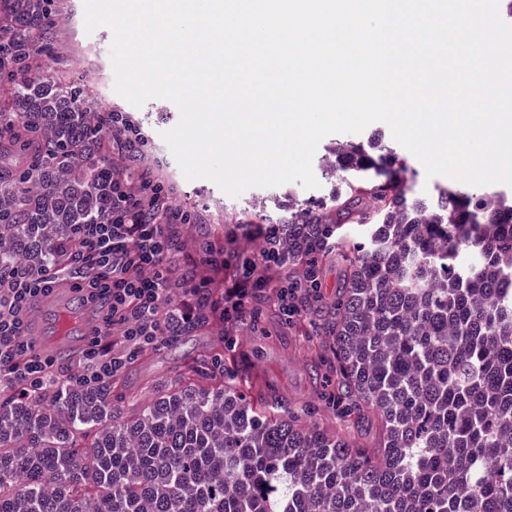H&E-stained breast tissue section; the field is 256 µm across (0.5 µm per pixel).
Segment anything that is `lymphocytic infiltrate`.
<instances>
[{"instance_id": "lymphocytic-infiltrate-1", "label": "lymphocytic infiltrate", "mask_w": 512, "mask_h": 512, "mask_svg": "<svg viewBox=\"0 0 512 512\" xmlns=\"http://www.w3.org/2000/svg\"><path fill=\"white\" fill-rule=\"evenodd\" d=\"M112 206L97 222L82 225L64 249V264L39 269L13 268L0 273V379L28 394L47 381L94 389L111 382L136 356L147 353L179 327L199 328L219 322L226 332L251 314V298L273 291L275 305L287 319H297L301 291L319 290L317 261L304 262L301 275L281 272L277 251L267 249L262 265L242 263L236 251L211 247L209 256L194 261L221 276L187 284L176 311L166 295L169 272L177 262L176 234L186 212L175 204L172 188L149 169L112 171ZM74 268L71 283L96 309L99 326L82 350L80 371L63 366L57 357L35 351L26 335L34 304L60 277L62 266ZM279 271L270 279L269 271Z\"/></svg>"}]
</instances>
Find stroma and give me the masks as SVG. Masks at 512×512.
<instances>
[{"label":"stroma","instance_id":"35a3bbf8","mask_svg":"<svg viewBox=\"0 0 512 512\" xmlns=\"http://www.w3.org/2000/svg\"><path fill=\"white\" fill-rule=\"evenodd\" d=\"M53 9L55 25L50 32L53 53L43 60L45 74L53 77L65 71L70 78L84 82L92 109L129 113L152 142L151 149L138 160V167L163 168L166 180L175 191L177 205L210 215L211 224L186 227L182 234V253H195L199 241L205 237L223 242L224 227L219 220L225 211L248 208L276 218L287 214L289 205L304 206L321 200L335 188L336 176L327 172V158L331 146L349 141L346 133H333L319 142L312 159V169L319 182L315 189L290 182L269 188L252 187L232 197L209 179H186L164 139L165 132L179 120L177 107L167 100L152 99L138 108L117 94L110 58L112 31L106 27L86 31L84 0H53ZM404 159L408 186L415 197H432L446 188L462 192L468 189L467 184L445 176L427 177L422 163L412 153H405ZM310 331L308 320L288 324L278 313L266 310L257 324L248 323L236 330L234 353L240 360L256 365L260 380L273 385L287 406L309 409V422L364 447H374L379 435L375 417L368 416L353 424L341 421V406L329 399L335 386L334 374L314 372L310 364V350L321 348L324 342L323 337H311ZM223 332V326L217 323L133 360L120 388L125 415L132 417L139 413L154 385L190 371L199 354Z\"/></svg>","mask_w":512,"mask_h":512}]
</instances>
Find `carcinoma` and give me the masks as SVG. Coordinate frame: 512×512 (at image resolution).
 <instances>
[{"label":"carcinoma","mask_w":512,"mask_h":512,"mask_svg":"<svg viewBox=\"0 0 512 512\" xmlns=\"http://www.w3.org/2000/svg\"><path fill=\"white\" fill-rule=\"evenodd\" d=\"M50 0H0V262L39 267L112 201V132L75 109L86 86L48 79L35 45ZM346 190L267 219L284 271L309 248L355 254L335 308L307 294L303 314L332 337L315 364L336 400L371 413L363 448L297 416L272 414V388L224 355L232 381L160 387L131 419L112 384L57 382L0 400V512H512V201L443 189L409 196L390 148L338 143ZM259 216L224 218V238ZM364 228L357 242L337 234Z\"/></svg>","instance_id":"carcinoma-1"}]
</instances>
